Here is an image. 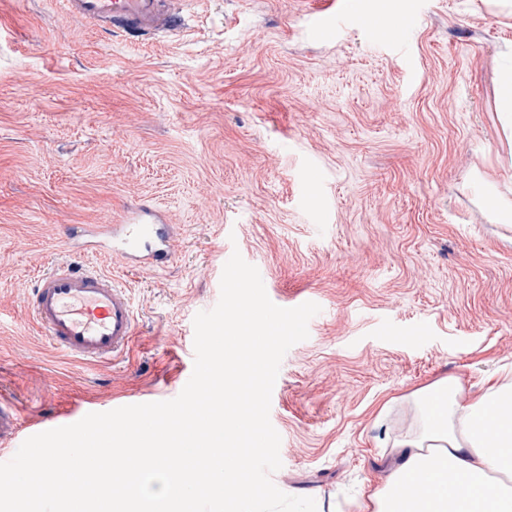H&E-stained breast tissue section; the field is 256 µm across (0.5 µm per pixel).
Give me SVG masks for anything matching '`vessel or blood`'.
Wrapping results in <instances>:
<instances>
[{"mask_svg":"<svg viewBox=\"0 0 512 512\" xmlns=\"http://www.w3.org/2000/svg\"><path fill=\"white\" fill-rule=\"evenodd\" d=\"M69 16L129 37L180 32L186 22L183 0H59ZM172 236L157 212L128 205L116 224H76L68 240L84 250L117 243L129 268L146 269L172 258ZM35 325L59 353L87 362H112L125 354L136 334L129 291L96 267L54 264L40 275L29 295ZM36 425L21 426L13 404L0 401V447L13 446L21 434L35 435Z\"/></svg>","mask_w":512,"mask_h":512,"instance_id":"vessel-or-blood-1","label":"vessel or blood"}]
</instances>
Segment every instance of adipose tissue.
<instances>
[{
    "instance_id": "adipose-tissue-1",
    "label": "adipose tissue",
    "mask_w": 512,
    "mask_h": 512,
    "mask_svg": "<svg viewBox=\"0 0 512 512\" xmlns=\"http://www.w3.org/2000/svg\"><path fill=\"white\" fill-rule=\"evenodd\" d=\"M460 391L444 377L404 396L414 425L399 435L392 403L381 407L385 476L358 512H512V371L494 370L468 400Z\"/></svg>"
}]
</instances>
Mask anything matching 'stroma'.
<instances>
[{"label": "stroma", "instance_id": "stroma-1", "mask_svg": "<svg viewBox=\"0 0 512 512\" xmlns=\"http://www.w3.org/2000/svg\"><path fill=\"white\" fill-rule=\"evenodd\" d=\"M401 43L379 44L390 14ZM173 37L129 42L57 0H0V395L21 421L92 401H167L194 366L195 315L225 257L269 299L319 305L271 398L274 484L356 512L385 471L374 410L439 377L463 396L512 366V198L497 105L512 10L496 0H189ZM334 17V31L315 27ZM163 211L175 256L136 271L72 249V224ZM128 288L137 334L116 364L68 358L28 309L53 262Z\"/></svg>", "mask_w": 512, "mask_h": 512}]
</instances>
